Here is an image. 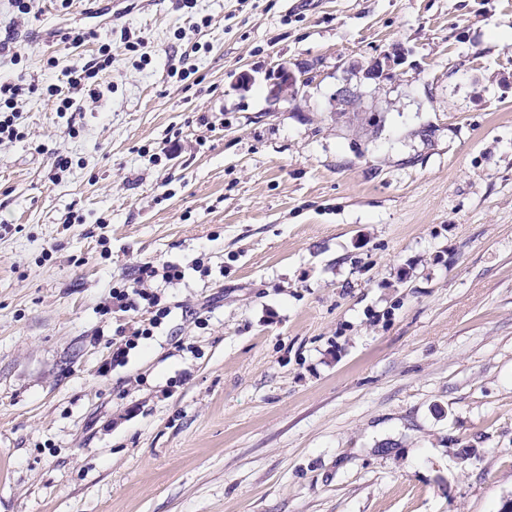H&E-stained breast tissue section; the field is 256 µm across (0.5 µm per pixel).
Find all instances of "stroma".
I'll list each match as a JSON object with an SVG mask.
<instances>
[{"label": "stroma", "mask_w": 512, "mask_h": 512, "mask_svg": "<svg viewBox=\"0 0 512 512\" xmlns=\"http://www.w3.org/2000/svg\"><path fill=\"white\" fill-rule=\"evenodd\" d=\"M9 32L0 512L512 502V0H0ZM143 262L184 277L110 370ZM111 67L112 54L109 50L108 53L102 54L99 60L96 59L93 63L82 67L81 71L75 70L70 72L67 75V91H63V87L60 88L59 86L47 89L49 99L56 106V112H68L73 108L76 110L82 102V97L79 98L78 95L85 91L87 87L86 91L89 92V95L91 96L92 94L94 96L95 92H92L94 89L91 87L97 81L95 78L98 77L100 72L106 71ZM92 79L95 80L91 81ZM308 83L303 71L296 73L288 67L278 68L273 83L269 88V96L278 102L295 100ZM23 84L0 81V142L3 140L12 141L21 134L15 125L18 118V101L25 94V90H36V85L29 83L27 87Z\"/></svg>", "instance_id": "obj_1"}]
</instances>
